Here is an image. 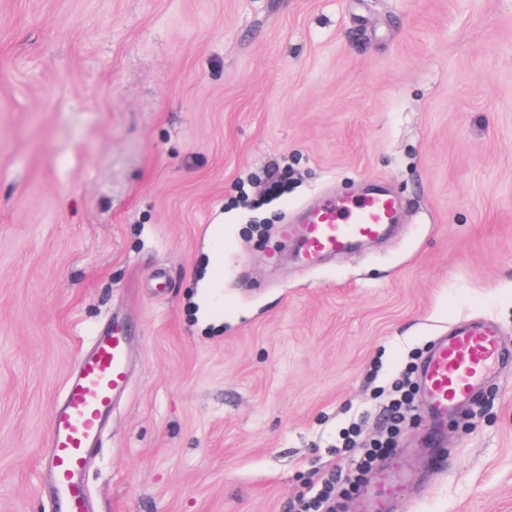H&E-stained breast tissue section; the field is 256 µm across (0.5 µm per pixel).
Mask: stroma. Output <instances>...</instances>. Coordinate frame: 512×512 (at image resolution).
<instances>
[{
	"label": "stroma",
	"mask_w": 512,
	"mask_h": 512,
	"mask_svg": "<svg viewBox=\"0 0 512 512\" xmlns=\"http://www.w3.org/2000/svg\"><path fill=\"white\" fill-rule=\"evenodd\" d=\"M375 189L386 236L279 244ZM477 319L512 347V0H0V512H57L51 413L111 326L90 512H298L334 473L355 512L392 466L391 512H512V363L424 408V358ZM353 424L391 446L364 471Z\"/></svg>",
	"instance_id": "1"
}]
</instances>
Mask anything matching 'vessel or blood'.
Masks as SVG:
<instances>
[{
  "mask_svg": "<svg viewBox=\"0 0 512 512\" xmlns=\"http://www.w3.org/2000/svg\"><path fill=\"white\" fill-rule=\"evenodd\" d=\"M398 202L378 192L339 203L319 202L300 232L299 256L310 262L346 249L357 240L379 237L394 223ZM127 338L114 331L95 338L69 378L62 404L50 423L49 452L44 467L52 475L60 512H87L83 475L91 448L97 446L105 416L115 396L128 384ZM512 361L499 327L491 322L458 326L441 337L423 367L430 411L447 417L472 404L485 377Z\"/></svg>",
  "mask_w": 512,
  "mask_h": 512,
  "instance_id": "b4317fda",
  "label": "vessel or blood"
}]
</instances>
